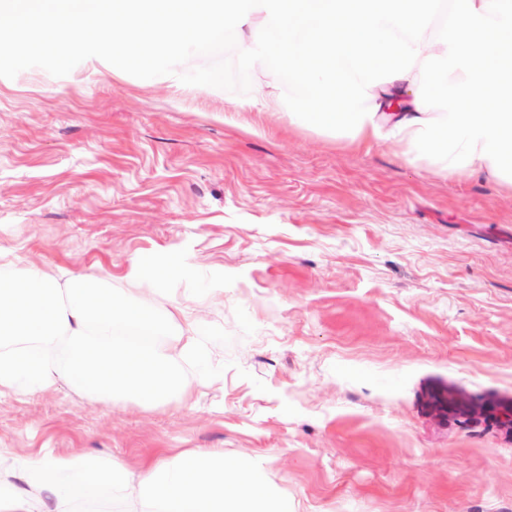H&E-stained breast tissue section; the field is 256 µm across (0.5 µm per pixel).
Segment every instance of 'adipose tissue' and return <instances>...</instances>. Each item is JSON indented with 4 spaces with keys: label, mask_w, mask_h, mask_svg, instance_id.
<instances>
[{
    "label": "adipose tissue",
    "mask_w": 512,
    "mask_h": 512,
    "mask_svg": "<svg viewBox=\"0 0 512 512\" xmlns=\"http://www.w3.org/2000/svg\"><path fill=\"white\" fill-rule=\"evenodd\" d=\"M0 0V53L36 26L57 56L96 42L114 63L156 67L177 48L232 30L244 66L265 63L248 105L348 144H388L434 173L485 175L512 187V0ZM186 270L176 250L132 260L125 278L167 284ZM0 512H75L90 485L127 512H288L248 460L195 448L155 457L142 472L92 456L0 448Z\"/></svg>",
    "instance_id": "adipose-tissue-1"
}]
</instances>
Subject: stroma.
I'll return each instance as SVG.
<instances>
[{
    "label": "stroma",
    "instance_id": "35a3bbf8",
    "mask_svg": "<svg viewBox=\"0 0 512 512\" xmlns=\"http://www.w3.org/2000/svg\"><path fill=\"white\" fill-rule=\"evenodd\" d=\"M227 68L242 82L202 90ZM255 76L220 38L154 70L0 57V248L116 288L170 248L237 277L203 298L232 341L187 402L4 397L0 447L133 468L220 448L290 512H512V428L435 404L512 399V189L230 111Z\"/></svg>",
    "mask_w": 512,
    "mask_h": 512
}]
</instances>
